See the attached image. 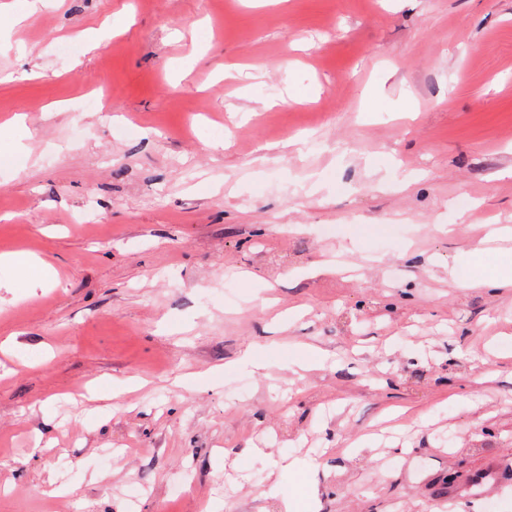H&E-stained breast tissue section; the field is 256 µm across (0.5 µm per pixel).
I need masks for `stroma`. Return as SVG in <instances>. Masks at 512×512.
Wrapping results in <instances>:
<instances>
[{
	"label": "stroma",
	"instance_id": "stroma-1",
	"mask_svg": "<svg viewBox=\"0 0 512 512\" xmlns=\"http://www.w3.org/2000/svg\"><path fill=\"white\" fill-rule=\"evenodd\" d=\"M30 3L0 0V253L40 260L0 266V512H512V292L451 285L512 226V0Z\"/></svg>",
	"mask_w": 512,
	"mask_h": 512
}]
</instances>
